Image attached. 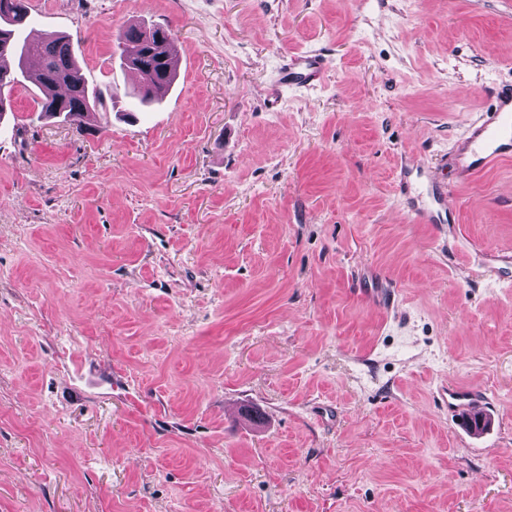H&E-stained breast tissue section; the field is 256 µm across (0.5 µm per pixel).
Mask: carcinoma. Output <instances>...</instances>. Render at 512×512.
Returning <instances> with one entry per match:
<instances>
[{"instance_id":"carcinoma-1","label":"carcinoma","mask_w":512,"mask_h":512,"mask_svg":"<svg viewBox=\"0 0 512 512\" xmlns=\"http://www.w3.org/2000/svg\"><path fill=\"white\" fill-rule=\"evenodd\" d=\"M30 22L28 0H0V116L5 112L4 95L19 83L32 60L39 63L35 77L43 98L41 111L84 129L96 113L106 110L101 96L89 91L74 56L70 36L48 34L38 41L19 38ZM159 34L165 27L128 25L118 36L121 63L141 80L137 99L146 104L168 90L176 79L172 37L148 40L147 30Z\"/></svg>"}]
</instances>
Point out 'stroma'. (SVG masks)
<instances>
[{
	"label": "stroma",
	"mask_w": 512,
	"mask_h": 512,
	"mask_svg": "<svg viewBox=\"0 0 512 512\" xmlns=\"http://www.w3.org/2000/svg\"><path fill=\"white\" fill-rule=\"evenodd\" d=\"M30 3L110 107L80 133L25 80L0 118V512H512V161L454 182L512 0ZM131 22L178 59L135 121ZM408 160L449 221L411 222ZM326 68L325 60L318 54L291 57L285 64L281 80L284 85H311L321 79ZM490 405L481 401L473 392L462 391L448 387V408L452 416L470 427L471 421L481 419L483 411Z\"/></svg>",
	"instance_id": "1"
}]
</instances>
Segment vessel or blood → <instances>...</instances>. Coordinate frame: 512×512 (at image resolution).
I'll return each instance as SVG.
<instances>
[{"label": "vessel or blood", "mask_w": 512, "mask_h": 512, "mask_svg": "<svg viewBox=\"0 0 512 512\" xmlns=\"http://www.w3.org/2000/svg\"><path fill=\"white\" fill-rule=\"evenodd\" d=\"M325 60L317 54L291 57L282 72L284 85H310L321 79ZM458 179L477 177L495 165L512 159V85L500 87L490 109L472 123L466 137L456 149ZM418 176L426 177L427 188L412 205L414 222L439 224L448 208V192L444 182L427 177L425 167H417ZM448 408L462 423L481 418L486 408L474 393L457 389L448 391Z\"/></svg>", "instance_id": "b4317fda"}]
</instances>
